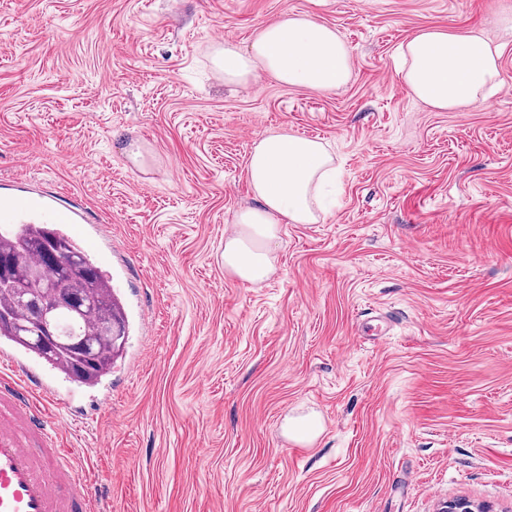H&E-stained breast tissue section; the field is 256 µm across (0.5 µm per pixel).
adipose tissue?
Returning a JSON list of instances; mask_svg holds the SVG:
<instances>
[{
  "instance_id": "ef3b65f1",
  "label": "adipose tissue",
  "mask_w": 512,
  "mask_h": 512,
  "mask_svg": "<svg viewBox=\"0 0 512 512\" xmlns=\"http://www.w3.org/2000/svg\"><path fill=\"white\" fill-rule=\"evenodd\" d=\"M397 56L408 92L439 111L485 101L502 81L498 53L475 31L430 27L403 43ZM212 63L228 85H248L265 74L284 85L326 92L352 76L350 52L336 30L288 12L260 28L248 46L214 44ZM246 173L256 203L238 211L223 257L226 274L254 285L274 273L284 225L323 222L324 191L337 169L322 141L270 132L255 142Z\"/></svg>"
}]
</instances>
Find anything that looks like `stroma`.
I'll return each mask as SVG.
<instances>
[{"label":"stroma","mask_w":512,"mask_h":512,"mask_svg":"<svg viewBox=\"0 0 512 512\" xmlns=\"http://www.w3.org/2000/svg\"><path fill=\"white\" fill-rule=\"evenodd\" d=\"M287 11L340 33L351 80L225 86L215 40ZM429 25L499 51L486 102L409 95L397 49ZM277 128L328 146L336 204L249 285L224 238ZM27 187L81 212L124 305L111 373L57 378L77 461L121 469L112 512H512V0H0V196Z\"/></svg>","instance_id":"35a3bbf8"}]
</instances>
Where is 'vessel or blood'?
<instances>
[{"label": "vessel or blood", "mask_w": 512, "mask_h": 512, "mask_svg": "<svg viewBox=\"0 0 512 512\" xmlns=\"http://www.w3.org/2000/svg\"><path fill=\"white\" fill-rule=\"evenodd\" d=\"M79 216L26 196L0 203L1 224H74ZM11 366L0 375V512H97L93 483L73 465L46 407L60 394L22 362Z\"/></svg>", "instance_id": "obj_1"}]
</instances>
